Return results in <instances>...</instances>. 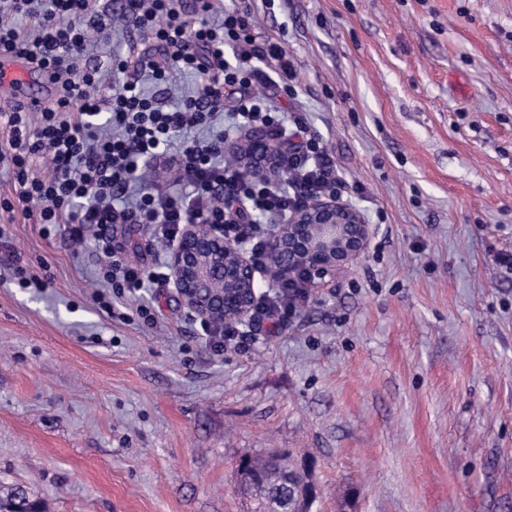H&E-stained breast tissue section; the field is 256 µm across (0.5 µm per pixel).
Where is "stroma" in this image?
I'll return each mask as SVG.
<instances>
[{
    "label": "stroma",
    "mask_w": 512,
    "mask_h": 512,
    "mask_svg": "<svg viewBox=\"0 0 512 512\" xmlns=\"http://www.w3.org/2000/svg\"><path fill=\"white\" fill-rule=\"evenodd\" d=\"M250 6L295 67L273 97L375 224L291 320L214 355L172 283L106 312L94 244L0 214V496L48 512H246L242 457L316 459L317 512H512V0H213ZM154 51L119 27L91 51ZM151 266L164 246L113 229ZM37 274L21 287L14 265ZM153 308L146 323L138 306ZM39 501L30 498L28 492L17 487L0 497V512H43Z\"/></svg>",
    "instance_id": "1"
}]
</instances>
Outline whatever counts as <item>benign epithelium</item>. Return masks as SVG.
Instances as JSON below:
<instances>
[{
	"mask_svg": "<svg viewBox=\"0 0 512 512\" xmlns=\"http://www.w3.org/2000/svg\"><path fill=\"white\" fill-rule=\"evenodd\" d=\"M230 148L251 174L284 176L276 144L260 129L244 133ZM376 233L362 213L340 198H316L274 224L265 240L267 264L259 268L246 256L240 240L216 231L203 235L199 225H184L168 255L169 278L183 303L203 321L246 325L273 280L303 271L309 286L321 288L336 273L356 262L368 250ZM291 498L310 504L318 497L314 484L300 489L288 485Z\"/></svg>",
	"mask_w": 512,
	"mask_h": 512,
	"instance_id": "7a95c632",
	"label": "benign epithelium"
}]
</instances>
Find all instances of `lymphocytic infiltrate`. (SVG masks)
I'll use <instances>...</instances> for the list:
<instances>
[{"label":"lymphocytic infiltrate","instance_id":"1","mask_svg":"<svg viewBox=\"0 0 512 512\" xmlns=\"http://www.w3.org/2000/svg\"><path fill=\"white\" fill-rule=\"evenodd\" d=\"M123 13L138 29L148 31L159 59L139 58L135 66L113 63L122 81L108 101L96 90L97 69L80 67L90 49L112 41V14L97 0H0V56L34 64L58 86V98L30 112L16 106L7 117L10 137L0 145V170L11 172L16 200H0L10 213L15 203L36 208V221L64 228L75 243L94 241L99 273L116 294L144 287L150 274L122 258L112 242L116 224H144L166 243L176 242L184 225L205 224L225 237H247L250 261L264 266L260 224H272L307 205L335 195L339 184L335 157L303 127L288 120L267 97L253 94L256 79L275 91L289 93L294 70L282 47L258 39L253 15L228 9L219 21L196 18L182 0H123ZM33 20L22 32L17 19ZM234 49L225 57V46ZM269 77H262V69ZM199 74L200 82L180 104H172L175 75ZM151 74L152 87L142 77ZM233 101L225 114V101ZM241 130L261 127L273 138L292 137L280 163L287 182L266 177L244 181L225 165L229 132L225 119ZM47 158L50 174L34 173ZM159 162L174 169L173 184L135 187L142 165ZM309 298L305 277L279 282L264 314L285 323Z\"/></svg>","mask_w":512,"mask_h":512}]
</instances>
